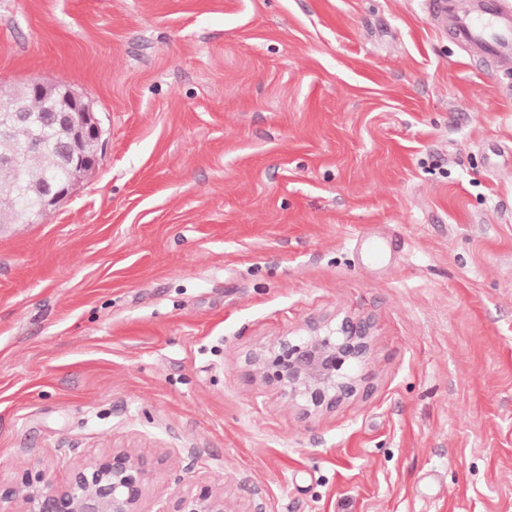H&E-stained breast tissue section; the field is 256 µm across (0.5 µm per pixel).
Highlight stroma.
Listing matches in <instances>:
<instances>
[{"mask_svg": "<svg viewBox=\"0 0 512 512\" xmlns=\"http://www.w3.org/2000/svg\"><path fill=\"white\" fill-rule=\"evenodd\" d=\"M104 128L0 224V482L125 448L145 507L512 512V71L420 0H0V92ZM374 321L368 397L301 418L245 353ZM251 506L252 510H232L223 490L205 486L178 493L172 510L162 512H264L262 504L252 502Z\"/></svg>", "mask_w": 512, "mask_h": 512, "instance_id": "stroma-1", "label": "stroma"}]
</instances>
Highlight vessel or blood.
I'll return each instance as SVG.
<instances>
[{"label": "vessel or blood", "instance_id": "obj_1", "mask_svg": "<svg viewBox=\"0 0 512 512\" xmlns=\"http://www.w3.org/2000/svg\"><path fill=\"white\" fill-rule=\"evenodd\" d=\"M423 8L472 55L512 69V0H423Z\"/></svg>", "mask_w": 512, "mask_h": 512}]
</instances>
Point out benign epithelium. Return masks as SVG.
<instances>
[{"mask_svg":"<svg viewBox=\"0 0 512 512\" xmlns=\"http://www.w3.org/2000/svg\"><path fill=\"white\" fill-rule=\"evenodd\" d=\"M42 91V83L32 81L0 99V134L7 136L18 126L29 128L23 143L0 154V168L14 170L17 183L38 199L40 210L29 219L31 223L46 218L98 166L104 136L91 104L72 90L67 106L33 116L25 99ZM44 127L66 130L69 135L50 145L42 135ZM50 146L67 169V179L55 182L44 175L30 179L32 165ZM372 345L371 318H323L310 322L303 336L286 334L248 351L245 364L254 378L275 387L301 417L310 418L368 394L367 377L346 369L367 365ZM148 480L143 458L114 449L75 468L61 488L41 470L26 473L18 483L0 485V512H145ZM170 512L234 510L224 492L205 486L178 493Z\"/></svg>","mask_w":512,"mask_h":512,"instance_id":"benign-epithelium-1","label":"benign epithelium"}]
</instances>
